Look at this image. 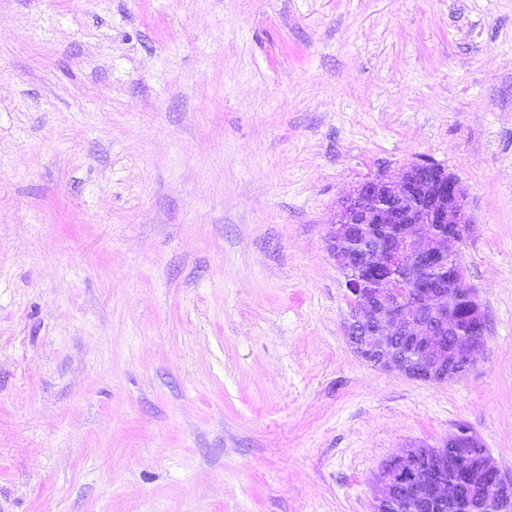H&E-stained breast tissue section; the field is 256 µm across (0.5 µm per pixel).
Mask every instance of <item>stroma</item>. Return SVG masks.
<instances>
[{"instance_id":"obj_1","label":"stroma","mask_w":512,"mask_h":512,"mask_svg":"<svg viewBox=\"0 0 512 512\" xmlns=\"http://www.w3.org/2000/svg\"><path fill=\"white\" fill-rule=\"evenodd\" d=\"M424 160L488 328L443 384L325 244ZM462 423L512 478V0H0V512H372Z\"/></svg>"}]
</instances>
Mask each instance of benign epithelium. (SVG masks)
<instances>
[{"instance_id": "7a95c632", "label": "benign epithelium", "mask_w": 512, "mask_h": 512, "mask_svg": "<svg viewBox=\"0 0 512 512\" xmlns=\"http://www.w3.org/2000/svg\"><path fill=\"white\" fill-rule=\"evenodd\" d=\"M470 218L463 187L442 166L421 162L402 169L396 178L378 175L342 197L326 239L327 250L344 271L350 301L347 338L354 353L374 367L410 379L446 383L474 365L486 343V326L478 339L458 342V318L452 299H469L478 317L483 310L473 289L465 285L459 246ZM409 337L421 344L420 364L399 361L376 340ZM486 472L503 493L512 494L490 454ZM391 498L425 495L441 505L454 492L446 480L421 483L416 470L399 471L381 484Z\"/></svg>"}]
</instances>
